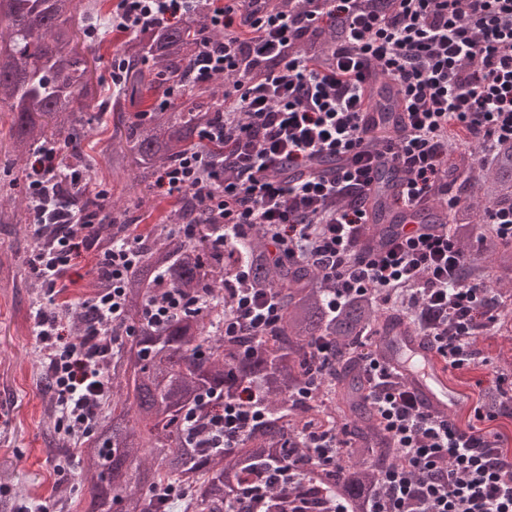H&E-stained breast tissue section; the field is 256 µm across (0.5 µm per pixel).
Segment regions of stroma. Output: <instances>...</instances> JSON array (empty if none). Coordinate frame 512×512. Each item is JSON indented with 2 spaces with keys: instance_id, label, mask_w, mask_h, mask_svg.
Wrapping results in <instances>:
<instances>
[{
  "instance_id": "stroma-1",
  "label": "stroma",
  "mask_w": 512,
  "mask_h": 512,
  "mask_svg": "<svg viewBox=\"0 0 512 512\" xmlns=\"http://www.w3.org/2000/svg\"><path fill=\"white\" fill-rule=\"evenodd\" d=\"M143 204H129L125 219L147 231L179 202L156 186L140 191ZM32 248L26 224H0V512H19L55 498L60 481L86 486V468L77 448L53 428L48 417L45 369L33 324L42 289L33 285L27 258ZM480 364L449 369L448 383L464 397L453 417L474 423L475 408H489L502 389L512 388V336L486 332L477 337ZM68 468L59 476L56 465Z\"/></svg>"
}]
</instances>
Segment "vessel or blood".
<instances>
[{"mask_svg": "<svg viewBox=\"0 0 512 512\" xmlns=\"http://www.w3.org/2000/svg\"><path fill=\"white\" fill-rule=\"evenodd\" d=\"M428 212L425 206L395 210V232L420 228ZM380 339L379 360L418 396L424 410L447 416L461 405L460 394L448 385L445 362L422 336L393 322L381 329Z\"/></svg>", "mask_w": 512, "mask_h": 512, "instance_id": "b4317fda", "label": "vessel or blood"}]
</instances>
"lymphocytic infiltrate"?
I'll use <instances>...</instances> for the list:
<instances>
[{
  "label": "lymphocytic infiltrate",
  "instance_id": "lymphocytic-infiltrate-1",
  "mask_svg": "<svg viewBox=\"0 0 512 512\" xmlns=\"http://www.w3.org/2000/svg\"><path fill=\"white\" fill-rule=\"evenodd\" d=\"M117 0L115 35L165 28L205 4L209 31L187 70L169 82L166 98L188 82L224 78V121L203 129L201 149L161 169L157 188L170 196L194 192L216 218L215 245L254 225L268 235L270 256L302 257L332 289L330 310L354 295L411 293L425 336L451 367L475 361L478 333L497 321L486 283L458 284L464 253L447 230L410 231L385 248L358 251L367 222L362 205L382 166L403 175L397 206L411 208L452 195L448 162L451 131L479 140L477 164L488 166L498 146L512 143V0ZM325 30L338 36L325 62L301 44ZM382 79L397 90L401 133L377 138L366 123L369 85ZM223 140L214 159L206 143ZM58 148L45 147L24 174L30 222L39 238L28 265L47 288L51 312H38V352L52 381L60 431H95L97 409L111 388L104 367L117 344L112 326L125 311V280L139 257L134 235L97 249L110 221L107 194L88 211L52 202L48 187L65 177L75 189L79 172L60 174ZM345 158L328 173L308 171L319 158ZM94 253L106 285L84 301V336H64L66 305L56 298L79 251ZM282 318L272 289L246 285L234 292L224 334L265 335ZM366 398L400 451L379 471L367 512H512V453L478 425L460 426L426 413L418 397L377 357L365 355ZM265 418L252 388L224 406L213 445L231 448Z\"/></svg>",
  "mask_w": 512,
  "mask_h": 512
}]
</instances>
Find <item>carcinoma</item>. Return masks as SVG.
Masks as SVG:
<instances>
[{
	"mask_svg": "<svg viewBox=\"0 0 512 512\" xmlns=\"http://www.w3.org/2000/svg\"><path fill=\"white\" fill-rule=\"evenodd\" d=\"M107 2L0 0V104L13 114L14 151L39 152L62 135L79 145L88 133L110 124L108 165L112 177L131 189L201 147L224 156V143L199 141L200 129L219 113L207 103L213 96L208 84L150 112L131 117L121 112L124 102L186 72L201 47L204 4L162 32L140 30L124 52L119 84L105 96V86L91 81L79 40L90 26L107 31ZM148 59L157 70L144 67ZM109 109L110 122L104 119ZM476 156L473 147H450L451 163L473 180L482 204L465 202L450 210L436 199L429 221L448 226L462 244L479 239V249L468 252L459 270V283L488 277L501 286L497 326L509 335L512 245L491 232L486 208L512 206V148H502L480 173ZM27 216L25 207L0 208V224H22ZM374 218L366 235L386 237L393 223L389 211L378 203ZM212 220L186 195L178 210L139 236V261L125 281L126 315L112 326V334L121 337L106 369L112 389L101 402L94 439L74 441L89 486L70 507L110 512L109 504L119 503L121 512H171L179 504L163 497L165 487L191 482L200 484L194 512H224L227 494L238 497L247 481L266 484L270 466L280 465L290 468L288 483L266 488L262 512H366L378 472L398 463L400 453L366 400L362 355L375 352L371 329L395 313L410 317L399 307L405 291L395 292L391 307L370 292L334 314L326 300L330 285L314 266L302 259H267L261 226L215 250L208 245ZM170 224H199L201 234L186 244ZM240 263L248 284L274 289L283 311L279 324L259 340L224 336ZM163 291L205 305L186 307L159 324L148 317L147 306ZM326 358L330 365L316 397L307 405L295 403L312 367ZM251 384L265 397L266 418L237 447H210L211 419ZM311 422L349 436L335 466L304 465L307 451L297 446V435ZM99 469L108 470L110 484L95 481Z\"/></svg>",
	"mask_w": 512,
	"mask_h": 512,
	"instance_id": "obj_1",
	"label": "carcinoma"
}]
</instances>
